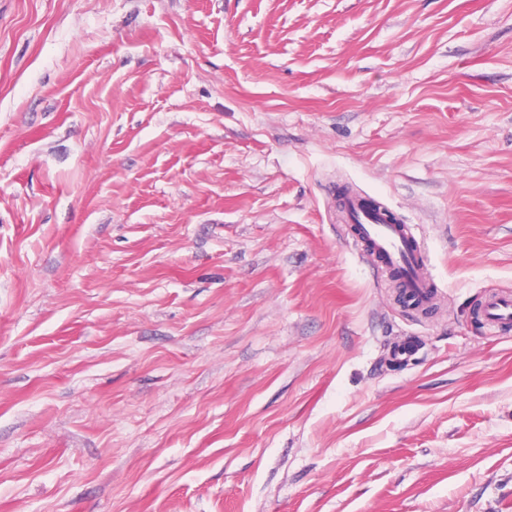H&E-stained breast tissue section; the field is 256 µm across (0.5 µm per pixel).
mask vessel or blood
<instances>
[{"label": "vessel or blood", "mask_w": 512, "mask_h": 512, "mask_svg": "<svg viewBox=\"0 0 512 512\" xmlns=\"http://www.w3.org/2000/svg\"><path fill=\"white\" fill-rule=\"evenodd\" d=\"M344 211L356 243L379 257L386 269L398 276L412 301L421 302L434 295L425 248L410 225L390 222L385 211L369 208L364 198L354 194L346 197ZM481 313L492 326H512V294L486 296Z\"/></svg>", "instance_id": "b4317fda"}]
</instances>
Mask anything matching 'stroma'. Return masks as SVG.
<instances>
[{
	"mask_svg": "<svg viewBox=\"0 0 512 512\" xmlns=\"http://www.w3.org/2000/svg\"><path fill=\"white\" fill-rule=\"evenodd\" d=\"M505 289L512 0H0V512H512ZM344 212L353 231L354 241L379 257L389 271L398 276L411 299L409 305L434 299V281L426 262L425 248L409 224H393L385 211L369 208L365 199L350 194ZM483 320L494 326H512V294L494 293L486 296L482 305Z\"/></svg>",
	"mask_w": 512,
	"mask_h": 512,
	"instance_id": "35a3bbf8",
	"label": "stroma"
}]
</instances>
